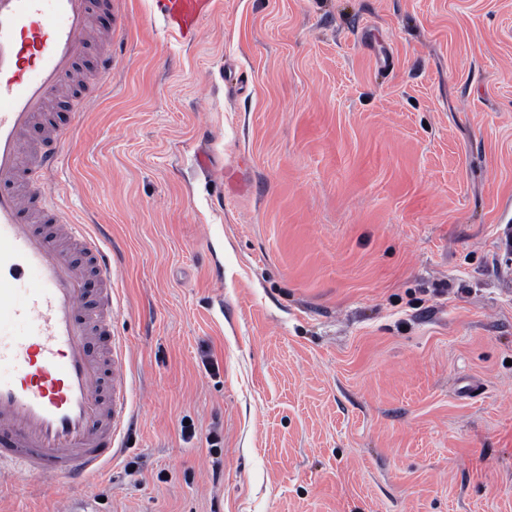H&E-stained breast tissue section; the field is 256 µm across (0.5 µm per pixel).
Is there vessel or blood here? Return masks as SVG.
<instances>
[{"label":"vessel or blood","mask_w":512,"mask_h":512,"mask_svg":"<svg viewBox=\"0 0 512 512\" xmlns=\"http://www.w3.org/2000/svg\"><path fill=\"white\" fill-rule=\"evenodd\" d=\"M108 0H0V485L72 482L112 460L130 389L112 331V257L89 225L48 200L67 129L31 140L80 69ZM216 0H158L166 25L198 31ZM99 288L87 295L88 278Z\"/></svg>","instance_id":"vessel-or-blood-1"}]
</instances>
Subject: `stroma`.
<instances>
[{
	"label": "stroma",
	"instance_id": "obj_1",
	"mask_svg": "<svg viewBox=\"0 0 512 512\" xmlns=\"http://www.w3.org/2000/svg\"><path fill=\"white\" fill-rule=\"evenodd\" d=\"M97 32L48 188L107 227L132 405L81 495L512 512V0H218L193 42L112 0Z\"/></svg>",
	"mask_w": 512,
	"mask_h": 512
}]
</instances>
